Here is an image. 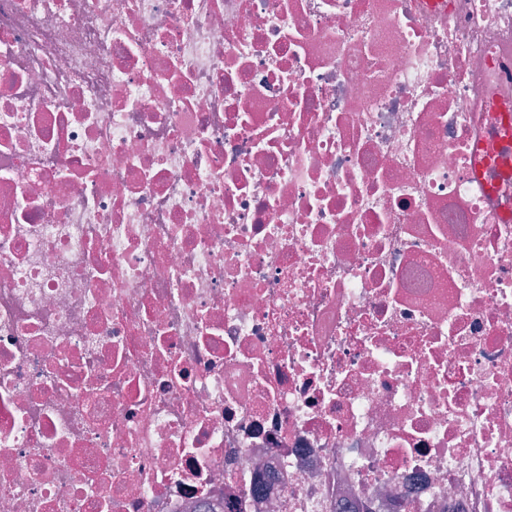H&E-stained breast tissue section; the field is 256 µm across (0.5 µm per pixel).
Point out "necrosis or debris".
I'll return each instance as SVG.
<instances>
[{"label":"necrosis or debris","mask_w":512,"mask_h":512,"mask_svg":"<svg viewBox=\"0 0 512 512\" xmlns=\"http://www.w3.org/2000/svg\"><path fill=\"white\" fill-rule=\"evenodd\" d=\"M512 0H0V512H512Z\"/></svg>","instance_id":"obj_1"}]
</instances>
